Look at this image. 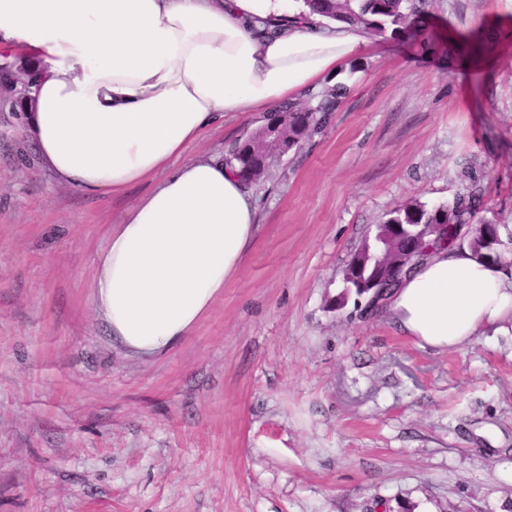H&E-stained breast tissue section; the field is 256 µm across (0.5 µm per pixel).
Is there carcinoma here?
<instances>
[{
    "instance_id": "cac0c4a2",
    "label": "carcinoma",
    "mask_w": 512,
    "mask_h": 512,
    "mask_svg": "<svg viewBox=\"0 0 512 512\" xmlns=\"http://www.w3.org/2000/svg\"><path fill=\"white\" fill-rule=\"evenodd\" d=\"M310 11L329 20L342 22L364 30L374 37L400 38L413 35L423 24L426 0H303ZM37 74L31 61L16 55L0 67V87L10 93V103L0 105V112H24L25 104ZM349 88L337 83L310 94L307 104L286 102L265 118L261 129L270 144L283 143L287 150L300 146L304 139L318 133L333 119L338 106L348 96ZM276 154L255 143L252 136L236 142L225 154L224 163L235 167L248 183L258 182ZM482 198L479 181L472 180L470 189L454 201L428 208L418 202L406 203L390 213L388 240L377 247L375 242L362 245L346 265L343 278L356 277L367 282L379 268L382 251L389 248L398 253L406 241V231L413 224H467L474 218ZM512 233L502 235L497 224L481 222L475 225L467 245L474 254L489 262L501 260Z\"/></svg>"
}]
</instances>
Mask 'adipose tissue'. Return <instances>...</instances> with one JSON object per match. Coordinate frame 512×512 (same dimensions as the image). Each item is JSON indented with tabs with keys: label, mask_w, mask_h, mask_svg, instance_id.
I'll use <instances>...</instances> for the list:
<instances>
[{
	"label": "adipose tissue",
	"mask_w": 512,
	"mask_h": 512,
	"mask_svg": "<svg viewBox=\"0 0 512 512\" xmlns=\"http://www.w3.org/2000/svg\"><path fill=\"white\" fill-rule=\"evenodd\" d=\"M286 0H0V44L39 69L22 128L62 183L119 193L161 177L100 260L94 306L127 350L187 336L258 231L252 187L217 156L186 150L230 115L315 90L371 46L345 24L296 20ZM385 312L438 351L512 333V274L468 246H442Z\"/></svg>",
	"instance_id": "obj_1"
}]
</instances>
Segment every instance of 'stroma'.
<instances>
[{
  "label": "stroma",
  "mask_w": 512,
  "mask_h": 512,
  "mask_svg": "<svg viewBox=\"0 0 512 512\" xmlns=\"http://www.w3.org/2000/svg\"><path fill=\"white\" fill-rule=\"evenodd\" d=\"M332 123L255 187L259 229L189 336L112 340L93 306L112 225L152 183L84 194L0 113V512H512V335L440 352L342 274L394 208L512 230V0H431L327 85ZM251 112L187 156L223 155Z\"/></svg>",
  "instance_id": "35a3bbf8"
}]
</instances>
